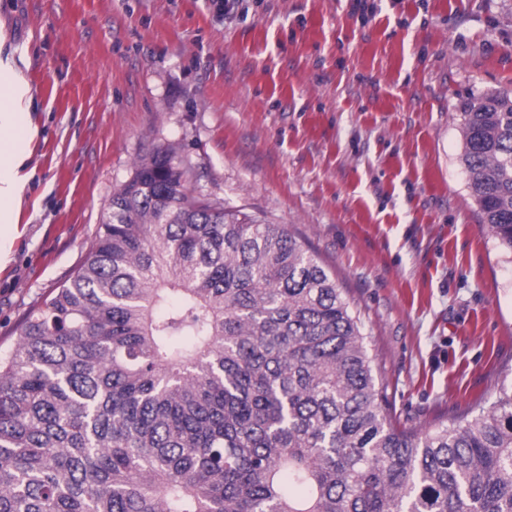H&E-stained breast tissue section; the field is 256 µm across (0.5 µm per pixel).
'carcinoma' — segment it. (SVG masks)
<instances>
[{"mask_svg":"<svg viewBox=\"0 0 512 512\" xmlns=\"http://www.w3.org/2000/svg\"><path fill=\"white\" fill-rule=\"evenodd\" d=\"M461 140L512 252V95L465 103ZM187 183L141 160L0 352V512H512V389L398 427L319 255Z\"/></svg>","mask_w":512,"mask_h":512,"instance_id":"obj_1","label":"carcinoma"}]
</instances>
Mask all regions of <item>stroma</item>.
<instances>
[{
  "label": "stroma",
  "mask_w": 512,
  "mask_h": 512,
  "mask_svg": "<svg viewBox=\"0 0 512 512\" xmlns=\"http://www.w3.org/2000/svg\"><path fill=\"white\" fill-rule=\"evenodd\" d=\"M0 0L36 134L0 270V350L83 265L112 194L173 151L196 196L304 237L416 429L512 385V253L460 162L512 90V0Z\"/></svg>",
  "instance_id": "obj_1"
}]
</instances>
